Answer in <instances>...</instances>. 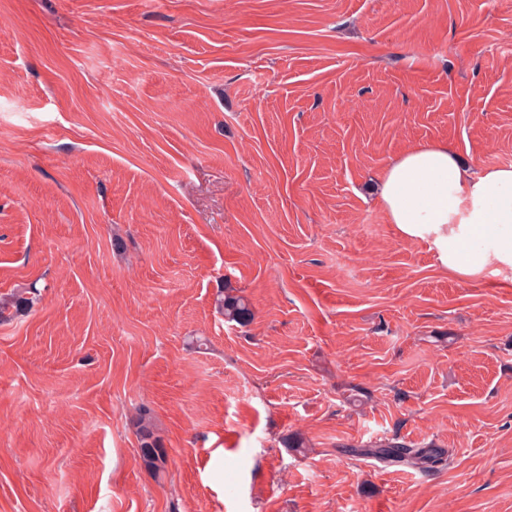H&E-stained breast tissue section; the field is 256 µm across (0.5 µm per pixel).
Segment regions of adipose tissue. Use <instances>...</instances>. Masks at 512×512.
I'll return each mask as SVG.
<instances>
[{
	"instance_id": "obj_1",
	"label": "adipose tissue",
	"mask_w": 512,
	"mask_h": 512,
	"mask_svg": "<svg viewBox=\"0 0 512 512\" xmlns=\"http://www.w3.org/2000/svg\"><path fill=\"white\" fill-rule=\"evenodd\" d=\"M379 203L402 238L428 242L456 278L512 268V165L474 171L448 143H423L389 162Z\"/></svg>"
}]
</instances>
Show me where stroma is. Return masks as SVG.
Wrapping results in <instances>:
<instances>
[{
    "label": "stroma",
    "instance_id": "obj_1",
    "mask_svg": "<svg viewBox=\"0 0 512 512\" xmlns=\"http://www.w3.org/2000/svg\"><path fill=\"white\" fill-rule=\"evenodd\" d=\"M1 21L0 297L35 295L0 321V512H512V273L448 275L377 200L420 143L512 165V0ZM387 440L447 456L357 453ZM231 288L223 289L217 299L218 307L226 322L245 325L253 318V311L244 296L233 293ZM140 436V458L144 467L155 477L163 474L167 468L169 458L162 440L155 433V426L150 412L139 408L133 418ZM365 447L369 448L357 449V453L418 469L433 468L443 459V452L438 448H411L392 441H380Z\"/></svg>",
    "mask_w": 512,
    "mask_h": 512
}]
</instances>
